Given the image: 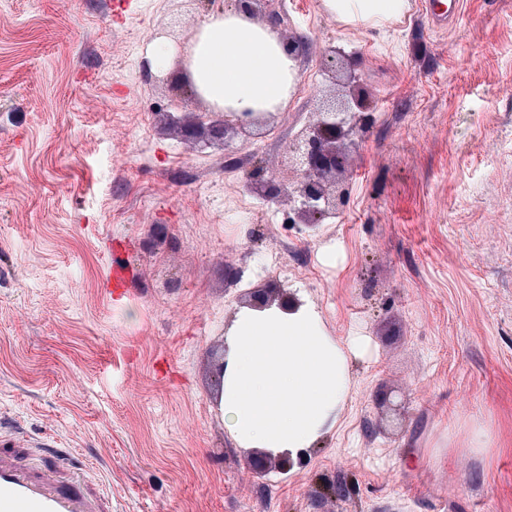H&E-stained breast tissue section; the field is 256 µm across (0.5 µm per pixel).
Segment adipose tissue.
<instances>
[{"instance_id":"1","label":"adipose tissue","mask_w":512,"mask_h":512,"mask_svg":"<svg viewBox=\"0 0 512 512\" xmlns=\"http://www.w3.org/2000/svg\"><path fill=\"white\" fill-rule=\"evenodd\" d=\"M324 9L352 26L400 20L409 0H322ZM196 93L225 112H277L298 82L296 61L274 23L242 10H216L194 31L185 61ZM219 408L236 446L276 455L314 447L337 425L351 392V367L368 342L341 340L324 327L318 306L301 298L241 308L224 333Z\"/></svg>"}]
</instances>
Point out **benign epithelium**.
<instances>
[{
	"label": "benign epithelium",
	"instance_id": "obj_1",
	"mask_svg": "<svg viewBox=\"0 0 512 512\" xmlns=\"http://www.w3.org/2000/svg\"><path fill=\"white\" fill-rule=\"evenodd\" d=\"M207 121H198L185 128L188 136L207 125L214 135H225L232 126H247L265 118L262 112L208 113ZM361 130L359 113L351 111L346 100H328L311 113L309 120L295 133L288 146V174L291 180L280 187L261 180L250 183V190L271 200L284 198L293 205L297 224H319L336 213L337 203L344 195L336 191V171L348 162L347 142ZM276 456L263 451L250 460L256 474L266 472Z\"/></svg>",
	"mask_w": 512,
	"mask_h": 512
}]
</instances>
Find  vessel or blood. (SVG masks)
Wrapping results in <instances>:
<instances>
[{
    "mask_svg": "<svg viewBox=\"0 0 512 512\" xmlns=\"http://www.w3.org/2000/svg\"><path fill=\"white\" fill-rule=\"evenodd\" d=\"M0 512H112V505L83 475L45 473L7 440L0 444Z\"/></svg>",
    "mask_w": 512,
    "mask_h": 512,
    "instance_id": "b4317fda",
    "label": "vessel or blood"
}]
</instances>
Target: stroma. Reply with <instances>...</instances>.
Here are the masks:
<instances>
[{"label":"stroma","mask_w":512,"mask_h":512,"mask_svg":"<svg viewBox=\"0 0 512 512\" xmlns=\"http://www.w3.org/2000/svg\"><path fill=\"white\" fill-rule=\"evenodd\" d=\"M131 2L118 25L119 0H0V441L43 443L39 467L90 473L112 512H512V0L360 28L258 0L303 41L307 92L195 139L208 106L180 58L149 82L140 49L238 2ZM330 45L368 126L311 229L247 185L282 182L343 94ZM261 288L369 352L336 432L256 475L219 396L224 330Z\"/></svg>","instance_id":"obj_1"}]
</instances>
